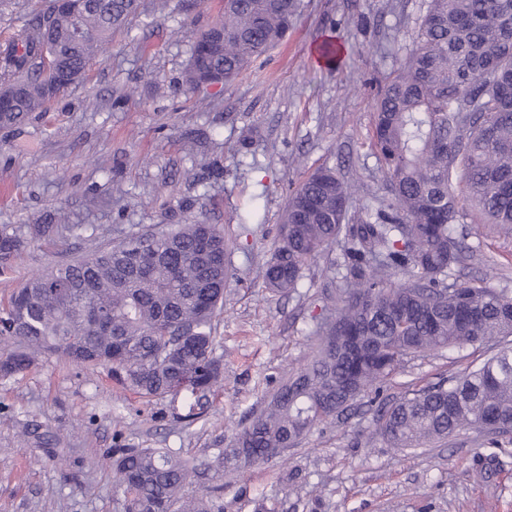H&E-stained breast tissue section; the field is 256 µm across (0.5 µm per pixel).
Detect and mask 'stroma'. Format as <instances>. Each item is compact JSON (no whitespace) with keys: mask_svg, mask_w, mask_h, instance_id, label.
Masks as SVG:
<instances>
[{"mask_svg":"<svg viewBox=\"0 0 512 512\" xmlns=\"http://www.w3.org/2000/svg\"><path fill=\"white\" fill-rule=\"evenodd\" d=\"M422 0H301L276 47L232 83L189 88L195 33L224 0H141L87 81L70 86L25 125L0 130V225L27 230L55 211L94 226L78 240L28 243L0 273V298L30 275L155 224L203 221L235 235L233 277L216 326L224 382L194 422L185 396L150 402L108 369L42 357L0 377V512H123L107 452L167 448L200 461L231 439L309 358L308 338L332 290L326 259L295 291L276 294L258 275L279 234L290 191L321 166L356 189L361 206L382 195L371 146L377 84L413 47ZM335 39V65L317 47ZM256 201L260 221L239 229ZM460 223L474 246L459 281L512 290V231ZM495 343L408 358L384 395L395 400L480 364ZM362 406L315 427L283 458L225 477L224 512H512V448L485 465L487 431L463 429L418 450L387 447ZM57 438L37 443L34 432Z\"/></svg>","mask_w":512,"mask_h":512,"instance_id":"1","label":"stroma"}]
</instances>
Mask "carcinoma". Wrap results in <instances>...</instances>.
<instances>
[{"label":"carcinoma","instance_id":"carcinoma-1","mask_svg":"<svg viewBox=\"0 0 512 512\" xmlns=\"http://www.w3.org/2000/svg\"><path fill=\"white\" fill-rule=\"evenodd\" d=\"M139 0H86L45 9L0 44V128L24 125L106 56L112 32ZM299 0H224V13L194 37L198 58L235 79L279 43ZM381 85L374 145L385 194L353 206L352 186L330 168L288 196L281 235L262 270L266 288L298 287L309 265L340 249L337 306L317 321L309 360L267 407L215 448L221 480L243 465L281 458L315 426L354 401L376 404L377 430L395 449L420 448L463 428L512 444V344L478 368L388 401L383 387L405 358L512 335V291L464 284L455 271L471 251L464 208L479 224L512 226V0H425L413 37ZM82 224L0 226V267L29 240L69 239ZM231 248L215 224H170L130 233L110 247L32 275L0 306V375L28 369L38 353L103 366L139 397L185 395L202 410L224 381L214 356ZM124 512H224L188 496L196 465L165 448H117L112 456Z\"/></svg>","mask_w":512,"mask_h":512}]
</instances>
